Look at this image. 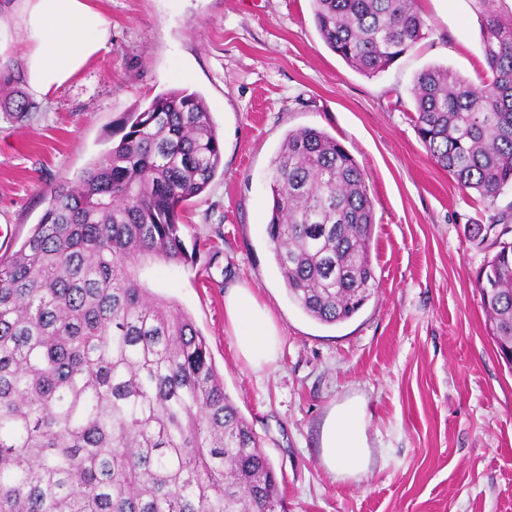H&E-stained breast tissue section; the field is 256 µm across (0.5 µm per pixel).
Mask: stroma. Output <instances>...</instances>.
<instances>
[{
    "instance_id": "35a3bbf8",
    "label": "stroma",
    "mask_w": 512,
    "mask_h": 512,
    "mask_svg": "<svg viewBox=\"0 0 512 512\" xmlns=\"http://www.w3.org/2000/svg\"><path fill=\"white\" fill-rule=\"evenodd\" d=\"M108 52L37 100L25 125L0 117V257L38 224L50 191L122 136L126 113L160 93L200 94L223 163L183 206L194 264L152 267L150 287L187 311L224 390L284 477L285 512H512V370L496 354L476 287L487 244L477 195L437 168L418 140L415 74L485 68L469 0H418L424 37L364 76L330 51L311 0H99ZM21 0H0V72L30 45ZM325 130L367 174L375 200L377 288L350 320L320 324L289 298L266 233L272 162L289 131ZM242 284L282 334L275 363L252 370L224 323ZM364 401L371 462L336 479L320 457L322 423Z\"/></svg>"
}]
</instances>
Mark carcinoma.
Here are the masks:
<instances>
[{
  "instance_id": "carcinoma-1",
  "label": "carcinoma",
  "mask_w": 512,
  "mask_h": 512,
  "mask_svg": "<svg viewBox=\"0 0 512 512\" xmlns=\"http://www.w3.org/2000/svg\"><path fill=\"white\" fill-rule=\"evenodd\" d=\"M325 45L376 76L423 38L417 0H312ZM488 67L415 77L414 126L432 162L502 225L477 274L489 335L512 365V0H471ZM9 73L0 108L35 104ZM75 181L50 192L19 250L0 259V512H278L282 480L224 391L192 318L143 277L196 261L183 203L215 177L221 142L202 97L157 95ZM267 234L288 296L310 318H353L375 284L366 174L328 132H288Z\"/></svg>"
}]
</instances>
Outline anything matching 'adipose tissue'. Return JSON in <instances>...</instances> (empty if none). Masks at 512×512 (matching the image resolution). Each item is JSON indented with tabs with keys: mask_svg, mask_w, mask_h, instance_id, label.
Returning <instances> with one entry per match:
<instances>
[{
	"mask_svg": "<svg viewBox=\"0 0 512 512\" xmlns=\"http://www.w3.org/2000/svg\"><path fill=\"white\" fill-rule=\"evenodd\" d=\"M32 44L25 57L26 87L37 98L52 94L111 45L110 26L95 0H22ZM224 317L239 356L254 369L275 360L281 332L268 307L248 287L224 297ZM321 460L339 478L369 463L365 404L350 399L326 417L320 435Z\"/></svg>",
	"mask_w": 512,
	"mask_h": 512,
	"instance_id": "obj_1",
	"label": "adipose tissue"
}]
</instances>
